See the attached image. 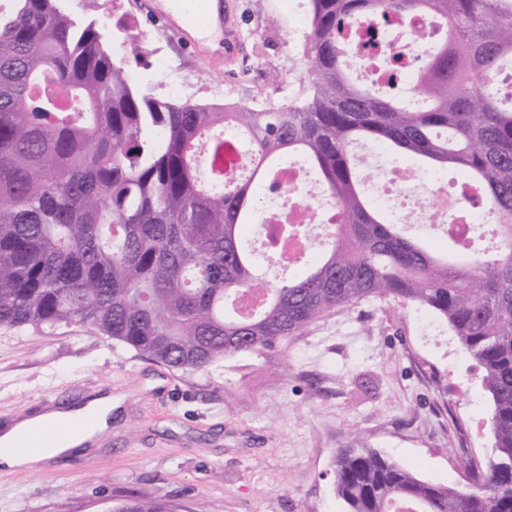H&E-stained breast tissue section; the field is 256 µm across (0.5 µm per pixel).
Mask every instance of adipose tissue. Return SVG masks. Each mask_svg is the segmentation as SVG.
<instances>
[{"label": "adipose tissue", "mask_w": 512, "mask_h": 512, "mask_svg": "<svg viewBox=\"0 0 512 512\" xmlns=\"http://www.w3.org/2000/svg\"><path fill=\"white\" fill-rule=\"evenodd\" d=\"M69 416L76 417L91 414L95 417L93 427L74 433L68 437L50 442L40 452L31 453L19 448L22 436L35 429L51 427L59 419V412H45L20 420L0 429V466L7 469H35L45 459L76 453L108 428L112 420V397L102 394L89 399L83 406H73Z\"/></svg>", "instance_id": "obj_1"}]
</instances>
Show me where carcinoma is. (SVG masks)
<instances>
[{
	"instance_id": "cac0c4a2",
	"label": "carcinoma",
	"mask_w": 512,
	"mask_h": 512,
	"mask_svg": "<svg viewBox=\"0 0 512 512\" xmlns=\"http://www.w3.org/2000/svg\"><path fill=\"white\" fill-rule=\"evenodd\" d=\"M310 95L201 104L141 93L109 31L61 0L0 2V326L89 325L143 359L200 371L259 353L374 299L445 321L491 395L494 454L469 485L421 479L373 448H341L344 512H512V0H306ZM419 16L445 28L404 92L356 82L347 25ZM249 164L216 169L225 133ZM374 144L464 171L456 194L493 221L460 260L423 245L361 189ZM303 159L340 222L319 260L256 250L259 187ZM259 294L240 315L236 300ZM111 512H171L132 498Z\"/></svg>"
}]
</instances>
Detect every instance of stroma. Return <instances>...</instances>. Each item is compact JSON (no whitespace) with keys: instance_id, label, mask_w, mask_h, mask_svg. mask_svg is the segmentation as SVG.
<instances>
[{"instance_id":"1","label":"stroma","mask_w":512,"mask_h":512,"mask_svg":"<svg viewBox=\"0 0 512 512\" xmlns=\"http://www.w3.org/2000/svg\"><path fill=\"white\" fill-rule=\"evenodd\" d=\"M163 0H109L124 66L180 63L190 101L285 103L309 87L304 40L284 0H221L240 25L237 54L175 34ZM223 86L216 94L215 86ZM111 394L112 425L82 454L0 470V512H106L130 497L178 512H343L333 460L353 440L426 479L460 485L485 459L490 395L449 329L425 334L414 309L376 299L337 309L279 345L173 370L88 326L0 327V425L85 395Z\"/></svg>"}]
</instances>
